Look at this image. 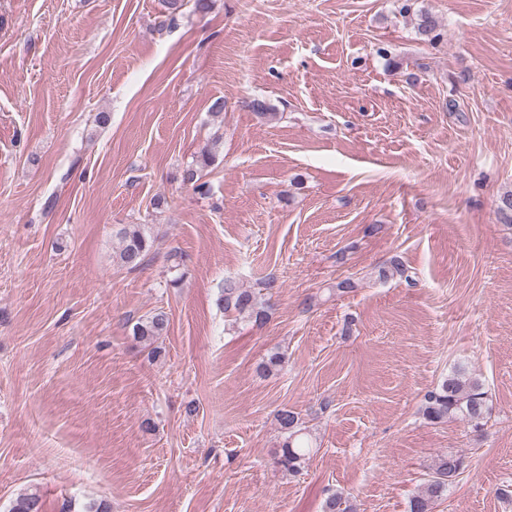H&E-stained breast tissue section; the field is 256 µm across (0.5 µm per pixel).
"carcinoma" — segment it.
I'll return each instance as SVG.
<instances>
[{
  "mask_svg": "<svg viewBox=\"0 0 512 512\" xmlns=\"http://www.w3.org/2000/svg\"><path fill=\"white\" fill-rule=\"evenodd\" d=\"M417 17L418 34L431 42L438 40V19L426 10L419 11ZM214 160L212 151L203 149L196 156L195 162L183 169L182 181L199 192L204 191L205 184L200 182V169ZM116 237L119 240V259L130 268L139 266L152 246L151 227L147 224H125L116 231ZM221 303L225 312L234 314L238 319H246L257 325L268 319V312L260 294L240 287L233 280H224ZM168 327V314L157 310L133 326V336L150 342L166 335ZM490 411L489 398L483 383L462 369L452 372L441 384L428 391L422 406V416L431 424L461 420L476 429L482 426ZM277 421L287 434L279 464L290 472H297L310 458V441L301 428L296 412L283 408L277 413ZM462 469L461 456L453 453L438 456L425 490L411 500L410 512H432L434 504L447 495L449 487ZM10 512H42V503L36 495L26 496L17 500ZM324 512H352V506L338 492L327 498Z\"/></svg>",
  "mask_w": 512,
  "mask_h": 512,
  "instance_id": "1",
  "label": "carcinoma"
}]
</instances>
